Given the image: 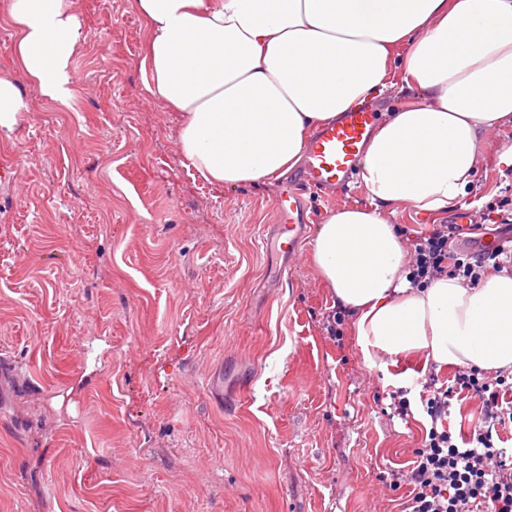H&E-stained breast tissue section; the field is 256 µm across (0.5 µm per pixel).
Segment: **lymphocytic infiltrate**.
Instances as JSON below:
<instances>
[{"mask_svg":"<svg viewBox=\"0 0 512 512\" xmlns=\"http://www.w3.org/2000/svg\"><path fill=\"white\" fill-rule=\"evenodd\" d=\"M460 231V225L442 224L413 240L415 281L445 275L476 283L485 262L499 270L512 266L511 255L482 248L459 253ZM510 390L512 376L506 371L490 376L476 368L458 369L448 386L430 390L424 401L431 427L410 469L391 474V486L411 488L402 512H512V476L504 473L503 451L494 441L495 432L512 426V401L505 398ZM461 395L479 398L482 418L460 442L446 420L451 400Z\"/></svg>","mask_w":512,"mask_h":512,"instance_id":"obj_1","label":"lymphocytic infiltrate"}]
</instances>
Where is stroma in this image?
<instances>
[{
    "mask_svg": "<svg viewBox=\"0 0 512 512\" xmlns=\"http://www.w3.org/2000/svg\"><path fill=\"white\" fill-rule=\"evenodd\" d=\"M76 12L71 107L23 82L32 112L0 134L19 161L0 188V512H400L410 488L385 476L430 428L423 382L454 370L368 369L350 321L329 338L311 242L365 188L306 195L281 255L282 183L196 176L146 90L132 0ZM511 152V126L489 133L464 201L487 242ZM388 374L412 416H391Z\"/></svg>",
    "mask_w": 512,
    "mask_h": 512,
    "instance_id": "stroma-1",
    "label": "stroma"
}]
</instances>
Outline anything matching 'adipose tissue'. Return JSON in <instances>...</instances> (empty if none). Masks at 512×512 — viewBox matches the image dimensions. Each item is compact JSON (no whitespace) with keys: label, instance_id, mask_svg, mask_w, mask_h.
<instances>
[{"label":"adipose tissue","instance_id":"ef3b65f1","mask_svg":"<svg viewBox=\"0 0 512 512\" xmlns=\"http://www.w3.org/2000/svg\"><path fill=\"white\" fill-rule=\"evenodd\" d=\"M147 23L149 94L179 112L180 151L200 178L237 187L297 167L312 131L395 80L413 104L386 112L359 164L368 207L319 224L318 272L355 317L367 368L406 355L512 373V270L478 287L409 281L395 207L461 205L489 132L512 124V0H134ZM18 64L45 100L75 98L84 40L74 0H8ZM31 112L0 74V133Z\"/></svg>","mask_w":512,"mask_h":512}]
</instances>
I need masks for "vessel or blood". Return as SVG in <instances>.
Returning a JSON list of instances; mask_svg holds the SVG:
<instances>
[{
    "label": "vessel or blood",
    "mask_w": 512,
    "mask_h": 512,
    "mask_svg": "<svg viewBox=\"0 0 512 512\" xmlns=\"http://www.w3.org/2000/svg\"><path fill=\"white\" fill-rule=\"evenodd\" d=\"M373 125V113L357 108L342 113L336 122L320 127L307 151L301 175L303 185L320 191L350 182ZM302 195L301 187H294L286 190L276 202L278 210L288 216L287 223L281 225L280 231L287 234L288 251L292 254L296 253L301 239L298 214Z\"/></svg>",
    "instance_id": "obj_1"
}]
</instances>
